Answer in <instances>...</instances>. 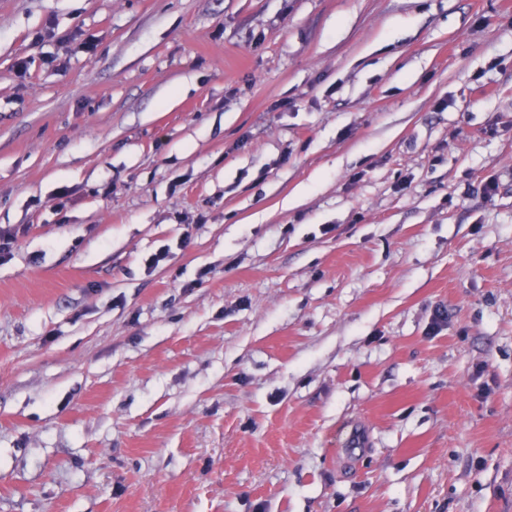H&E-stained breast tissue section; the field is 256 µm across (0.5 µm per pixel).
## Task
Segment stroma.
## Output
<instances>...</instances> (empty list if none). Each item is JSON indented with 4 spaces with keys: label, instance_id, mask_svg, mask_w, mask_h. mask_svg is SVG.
<instances>
[{
    "label": "stroma",
    "instance_id": "1",
    "mask_svg": "<svg viewBox=\"0 0 512 512\" xmlns=\"http://www.w3.org/2000/svg\"><path fill=\"white\" fill-rule=\"evenodd\" d=\"M0 225V512H512V0H0Z\"/></svg>",
    "mask_w": 512,
    "mask_h": 512
}]
</instances>
